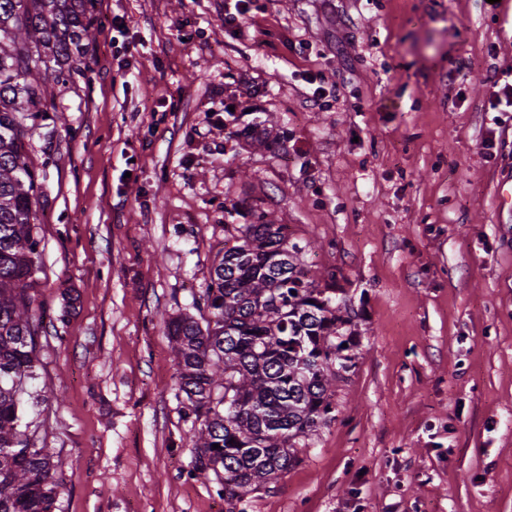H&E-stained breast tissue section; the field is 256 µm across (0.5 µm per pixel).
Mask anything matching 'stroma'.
<instances>
[{"instance_id": "35a3bbf8", "label": "stroma", "mask_w": 512, "mask_h": 512, "mask_svg": "<svg viewBox=\"0 0 512 512\" xmlns=\"http://www.w3.org/2000/svg\"><path fill=\"white\" fill-rule=\"evenodd\" d=\"M224 3L96 0L86 64L26 143L24 408L63 461L57 512H227L192 469L167 323L197 315L231 202L361 311L336 421L246 512H512V0H248L238 27Z\"/></svg>"}]
</instances>
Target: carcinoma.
<instances>
[{
    "label": "carcinoma",
    "mask_w": 512,
    "mask_h": 512,
    "mask_svg": "<svg viewBox=\"0 0 512 512\" xmlns=\"http://www.w3.org/2000/svg\"><path fill=\"white\" fill-rule=\"evenodd\" d=\"M93 0H0V512H55L60 462L36 444L22 396L37 379L33 314L39 170L25 140L55 111L53 86L81 71ZM224 224L201 296L208 317L168 322L179 390L195 421L193 470L229 508L302 462L335 422L336 380L355 366L356 314L301 264L286 225ZM220 448L214 449L212 445Z\"/></svg>",
    "instance_id": "cac0c4a2"
}]
</instances>
